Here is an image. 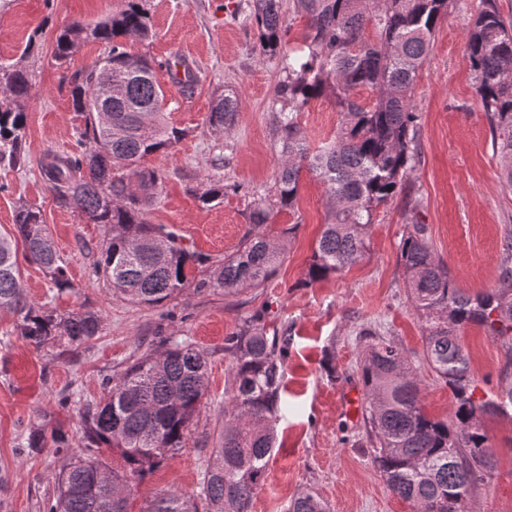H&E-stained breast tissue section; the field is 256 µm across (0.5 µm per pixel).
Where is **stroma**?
<instances>
[{"label": "stroma", "mask_w": 512, "mask_h": 512, "mask_svg": "<svg viewBox=\"0 0 512 512\" xmlns=\"http://www.w3.org/2000/svg\"><path fill=\"white\" fill-rule=\"evenodd\" d=\"M126 0H0V63L24 61L36 95L26 106L28 164L16 170L0 162V226L11 227L18 198L40 205L44 221L77 294L55 297L34 264L20 268L29 300L61 310L86 305L98 311L101 330L88 343L36 348L16 331V317L0 310V512H43L54 494L60 464L51 451L25 454L31 424L48 420L70 440L81 435L79 410L99 399L105 378L160 341L162 335L192 343L207 356L208 391L184 448L137 483L129 512H144L162 490L199 491L203 472L224 426V400L231 358L224 341L255 312L267 329L288 334L285 384L291 408L277 426L285 446L271 462L252 512H288L292 497L313 488L329 512H411L389 491L368 448L358 380V333L371 329L400 344L422 381L426 412L448 419L450 389L423 356L426 322L408 297L398 245L415 224L427 227L437 258L457 287L477 292L499 281L512 239V187L502 173L481 108L469 60L467 31L480 0H450L427 62L414 88L418 137L412 170L393 200L379 206L365 256L334 277L302 286L308 260L323 229L322 184L303 174L296 212L275 215L263 232L284 242L276 275L234 296L195 292L205 277L190 273L191 287L160 308L113 297L94 272L105 228L58 204L40 173L47 151L63 154L75 143L84 118L72 109L67 71L102 56L104 46L87 44L69 66L54 59L56 38L73 21H97L124 9ZM153 36L133 52L165 60L180 56L200 80L182 94L166 72L158 79L167 95V120L184 137L167 153L150 157L165 180L148 219L180 235L184 243L217 266L249 231L255 199L273 194L279 155L275 148L284 79L280 54L260 50L251 21L252 0H146ZM239 98L230 134L206 122L213 100L225 91ZM340 116L330 97L314 100L298 115L311 148L334 136ZM224 183L220 203L205 208L197 195L208 181ZM477 395L499 396L512 386V350L480 327L462 332ZM494 469L472 494L473 512H512V419L489 416Z\"/></svg>", "instance_id": "35a3bbf8"}]
</instances>
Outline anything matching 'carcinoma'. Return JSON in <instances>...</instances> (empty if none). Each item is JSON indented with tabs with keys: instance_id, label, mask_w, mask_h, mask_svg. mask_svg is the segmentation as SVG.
<instances>
[{
	"instance_id": "cac0c4a2",
	"label": "carcinoma",
	"mask_w": 512,
	"mask_h": 512,
	"mask_svg": "<svg viewBox=\"0 0 512 512\" xmlns=\"http://www.w3.org/2000/svg\"><path fill=\"white\" fill-rule=\"evenodd\" d=\"M142 0L95 22L74 21L57 37L55 57L65 64L87 42L106 44L104 56L70 77L72 108L85 117L75 149L53 152L40 162L41 173L59 204L105 227L95 262L98 277L113 295L130 303L160 306L184 292L192 267L207 261L190 250L147 212L161 193L164 175L144 165L185 135L165 120V93L156 78L165 70L185 92L198 82L178 56L158 64L128 49L151 34ZM307 31L286 49L292 26L285 25L280 0H254L253 19L264 52H281L286 79L278 97L287 103L277 120L280 153L276 191L254 201L248 223L261 227L277 212L295 211L300 177L306 170L323 184L327 218L302 285L341 273L360 259L378 206L394 197L412 169L417 114L413 88L430 52L448 0H293ZM471 68L487 115L505 178L512 184V22L498 0H481L467 31ZM108 61L112 94L97 90L94 78ZM0 161L23 168L26 103L35 95L21 66H1ZM367 86L366 103L354 90ZM333 99L341 115L335 138L310 149L297 121L309 100ZM239 100L218 96L206 117L215 130L231 132ZM24 256L39 266L56 295L72 293L69 278L48 232L41 208L26 201L15 210L12 230L0 231V310L17 315L16 330L37 348L64 341L78 348L98 335L99 314L89 308L59 313L27 299L18 262ZM284 244L248 231L236 252L224 257L196 291L236 295L269 280L284 260ZM399 262L416 313L427 323L424 358L452 391L451 420L429 416L422 404L421 380L406 352L393 341L359 332V381L363 418L370 428L373 461L389 491L408 501L413 512H471L472 491L493 469L486 416L512 411V388L487 400L474 397L468 353L460 333L468 326L486 329L512 348V267L499 285L471 294L456 286L449 268L436 258L426 226L414 224L399 245ZM233 358L224 428L200 484L205 512H252L276 443L274 428L288 364V336L268 335L260 318L246 320L226 339ZM207 389L206 355L186 341L160 340L149 352L103 383V395L79 410V442L45 425L28 430L25 450L51 446L61 455L56 494L43 512H127V494L164 460L185 447ZM77 446L82 452L71 451ZM117 451L123 469L109 467L96 452ZM146 512H198L192 497L177 489L161 492ZM288 512H327L311 488L297 492Z\"/></svg>"
}]
</instances>
